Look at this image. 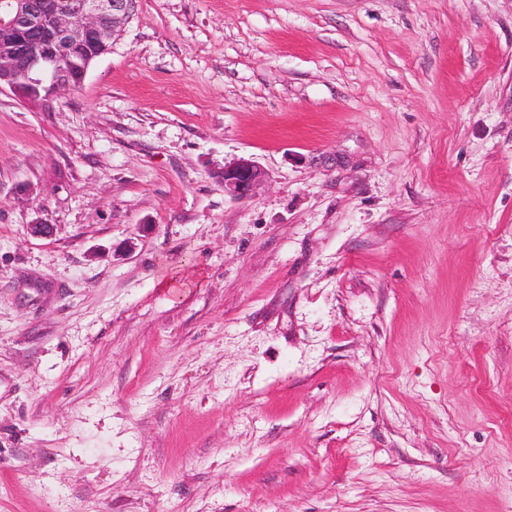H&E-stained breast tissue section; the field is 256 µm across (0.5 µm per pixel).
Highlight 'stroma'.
Instances as JSON below:
<instances>
[{
  "instance_id": "1",
  "label": "stroma",
  "mask_w": 512,
  "mask_h": 512,
  "mask_svg": "<svg viewBox=\"0 0 512 512\" xmlns=\"http://www.w3.org/2000/svg\"><path fill=\"white\" fill-rule=\"evenodd\" d=\"M0 512H512V0H137L0 90ZM265 177L264 170L251 160H239L216 171L224 193L236 200L247 199Z\"/></svg>"
}]
</instances>
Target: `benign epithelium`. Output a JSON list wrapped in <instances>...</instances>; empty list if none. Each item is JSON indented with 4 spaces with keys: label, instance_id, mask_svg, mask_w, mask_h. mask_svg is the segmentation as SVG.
<instances>
[{
    "label": "benign epithelium",
    "instance_id": "obj_1",
    "mask_svg": "<svg viewBox=\"0 0 512 512\" xmlns=\"http://www.w3.org/2000/svg\"><path fill=\"white\" fill-rule=\"evenodd\" d=\"M133 7L134 0H9L0 15V89L7 86L28 103L46 104L60 89L81 86ZM264 177L246 159L215 172L224 193L236 200L250 197Z\"/></svg>",
    "mask_w": 512,
    "mask_h": 512
}]
</instances>
